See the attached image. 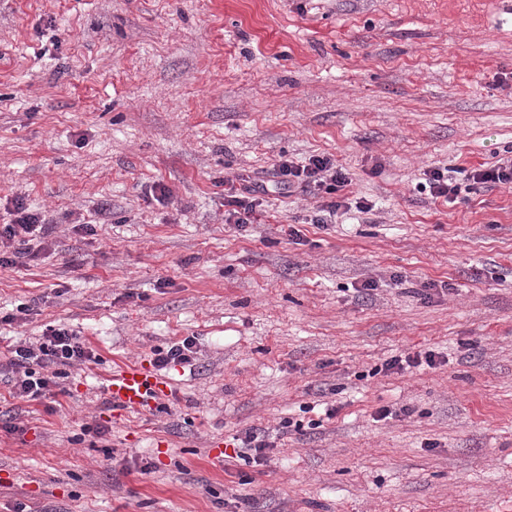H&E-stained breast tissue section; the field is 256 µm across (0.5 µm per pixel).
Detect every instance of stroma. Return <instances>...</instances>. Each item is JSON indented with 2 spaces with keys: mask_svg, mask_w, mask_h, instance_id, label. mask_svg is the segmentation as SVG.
Wrapping results in <instances>:
<instances>
[{
  "mask_svg": "<svg viewBox=\"0 0 512 512\" xmlns=\"http://www.w3.org/2000/svg\"><path fill=\"white\" fill-rule=\"evenodd\" d=\"M313 155L367 211L272 183ZM509 156L512 0H0V225L53 226L0 271V352L50 324L99 357L56 411L7 399L0 512H512V187L468 178ZM188 336L167 411L109 409ZM252 429L267 466L225 463ZM429 183L431 196L435 199L443 197L451 203L458 194V186L448 184V176L445 177L440 168H433L429 171ZM260 192V185L241 184L237 187L232 179L224 182V221L242 228L246 224H253L256 208L262 205L256 193ZM195 346V338L186 337L179 342L173 343L166 351L164 349L155 350L152 363L155 370H166L172 364L194 366V363L197 361V349ZM436 355L427 351L424 353H407L393 358L390 362L386 363V370L397 369L400 371L410 370L412 368H418L424 365L428 367H432L436 365L437 360L435 359Z\"/></svg>",
  "mask_w": 512,
  "mask_h": 512,
  "instance_id": "obj_1",
  "label": "stroma"
}]
</instances>
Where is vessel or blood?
<instances>
[{"label": "vessel or blood", "instance_id": "obj_1", "mask_svg": "<svg viewBox=\"0 0 512 512\" xmlns=\"http://www.w3.org/2000/svg\"><path fill=\"white\" fill-rule=\"evenodd\" d=\"M108 391L114 404L128 410L146 412L153 410L166 397L168 387L147 368L123 365L113 369Z\"/></svg>", "mask_w": 512, "mask_h": 512}]
</instances>
